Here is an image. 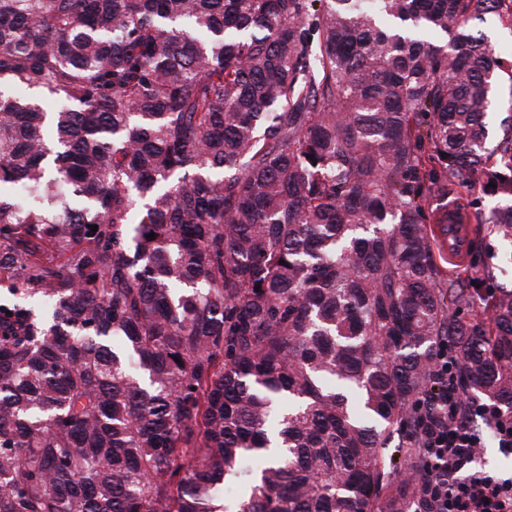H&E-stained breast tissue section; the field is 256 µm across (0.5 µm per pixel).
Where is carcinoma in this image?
<instances>
[{"mask_svg":"<svg viewBox=\"0 0 512 512\" xmlns=\"http://www.w3.org/2000/svg\"><path fill=\"white\" fill-rule=\"evenodd\" d=\"M488 14L0 0V512H411L438 355L512 412V288L432 230L512 245ZM486 224H475L465 209L456 203L448 204V224L433 225L441 253L448 262L458 267L467 266V259L478 230Z\"/></svg>","mask_w":512,"mask_h":512,"instance_id":"cac0c4a2","label":"carcinoma"}]
</instances>
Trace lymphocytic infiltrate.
<instances>
[{
  "label": "lymphocytic infiltrate",
  "mask_w": 512,
  "mask_h": 512,
  "mask_svg": "<svg viewBox=\"0 0 512 512\" xmlns=\"http://www.w3.org/2000/svg\"><path fill=\"white\" fill-rule=\"evenodd\" d=\"M439 405L438 417L424 433L434 472L432 512H512V478L477 464L488 432L503 453L512 454V417L496 404L466 399L452 385Z\"/></svg>",
  "instance_id": "obj_1"
}]
</instances>
